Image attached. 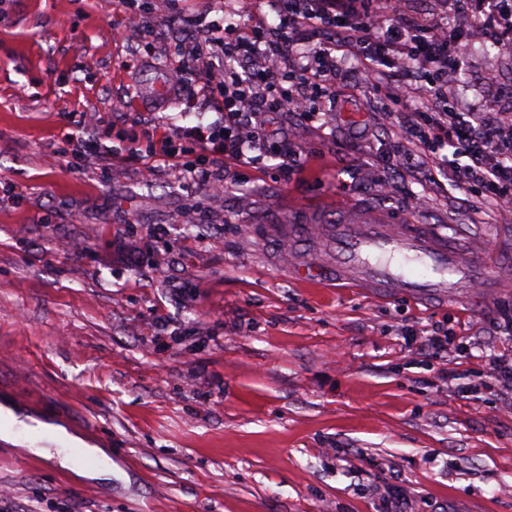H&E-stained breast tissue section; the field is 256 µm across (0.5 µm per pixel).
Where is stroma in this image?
<instances>
[{"instance_id":"stroma-1","label":"stroma","mask_w":512,"mask_h":512,"mask_svg":"<svg viewBox=\"0 0 512 512\" xmlns=\"http://www.w3.org/2000/svg\"><path fill=\"white\" fill-rule=\"evenodd\" d=\"M223 16L224 0H183L178 23L191 42ZM456 52L460 100L503 111L485 77L512 82V48ZM168 63L119 0H0V410L21 421L0 434V512H512V391L489 370L512 358L497 331L512 287L485 306L306 282L289 259L314 240L266 232L356 201L505 244L512 206L400 170L381 186L416 104L378 129L350 59L346 110L265 118L308 150L304 176L220 161L213 194L145 174L130 130L223 122L221 101L186 92L135 101L141 70ZM85 139L111 156L80 158ZM436 324L448 349L432 358L418 345ZM448 372L480 386L461 398Z\"/></svg>"}]
</instances>
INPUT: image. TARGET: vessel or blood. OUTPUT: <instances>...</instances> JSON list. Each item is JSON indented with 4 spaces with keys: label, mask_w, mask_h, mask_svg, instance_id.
Returning <instances> with one entry per match:
<instances>
[{
    "label": "vessel or blood",
    "mask_w": 512,
    "mask_h": 512,
    "mask_svg": "<svg viewBox=\"0 0 512 512\" xmlns=\"http://www.w3.org/2000/svg\"><path fill=\"white\" fill-rule=\"evenodd\" d=\"M136 91L141 102L170 96L167 84L157 77L145 78ZM270 233L279 242L305 235L318 241V253L302 262L305 276H314L327 261L343 279L402 294L451 295L502 274L496 251L485 243L459 240L431 224L404 222L393 212L365 203L345 202L301 224H275Z\"/></svg>",
    "instance_id": "1"
}]
</instances>
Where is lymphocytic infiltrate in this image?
I'll return each mask as SVG.
<instances>
[{
	"instance_id": "f902f5d3",
	"label": "lymphocytic infiltrate",
	"mask_w": 512,
	"mask_h": 512,
	"mask_svg": "<svg viewBox=\"0 0 512 512\" xmlns=\"http://www.w3.org/2000/svg\"><path fill=\"white\" fill-rule=\"evenodd\" d=\"M130 28L164 39L163 20H174L180 0H154L153 16L120 0ZM240 20L190 48H176L171 86L183 83L186 62L203 70L201 94L224 103L222 126L170 133L145 131L146 163L161 160L200 188L212 184L214 159L254 166L278 160L283 176L302 167V145L270 140L262 128L271 113L291 111L302 122L316 100H335L342 57L356 59L385 113L406 99L408 113L397 147L398 166L425 177L442 176L481 196L512 203V113L466 111L458 98L460 62L454 46L480 39L477 20L447 28L410 17L405 0H232ZM222 57L214 66L212 57Z\"/></svg>"
}]
</instances>
